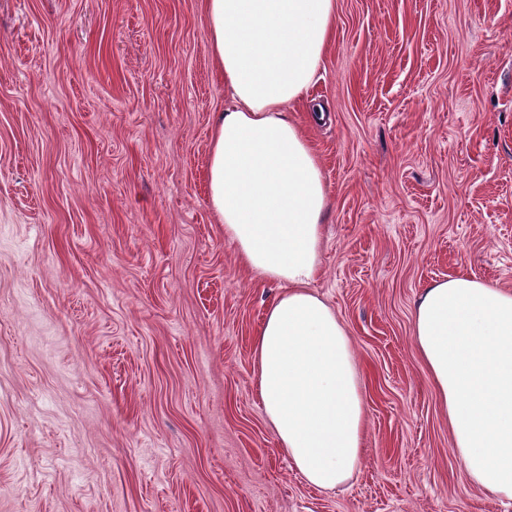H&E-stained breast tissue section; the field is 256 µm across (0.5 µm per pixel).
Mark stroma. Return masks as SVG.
Returning <instances> with one entry per match:
<instances>
[{
	"label": "stroma",
	"instance_id": "35a3bbf8",
	"mask_svg": "<svg viewBox=\"0 0 512 512\" xmlns=\"http://www.w3.org/2000/svg\"><path fill=\"white\" fill-rule=\"evenodd\" d=\"M203 2L0 0V512H512L468 483L412 336L432 281L512 290V0H336L288 107L332 200L312 288L366 405L333 492L256 394L278 289L206 202L227 95Z\"/></svg>",
	"mask_w": 512,
	"mask_h": 512
}]
</instances>
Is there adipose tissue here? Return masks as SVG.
Instances as JSON below:
<instances>
[{
	"label": "adipose tissue",
	"mask_w": 512,
	"mask_h": 512,
	"mask_svg": "<svg viewBox=\"0 0 512 512\" xmlns=\"http://www.w3.org/2000/svg\"><path fill=\"white\" fill-rule=\"evenodd\" d=\"M204 21L230 98L214 120L207 202L244 265L280 287L253 340L257 394L297 472L332 491L360 465L365 400L349 332L311 288L331 200L287 107L318 75L336 0H205ZM412 333L467 480L512 501V291L433 281Z\"/></svg>",
	"instance_id": "obj_1"
}]
</instances>
